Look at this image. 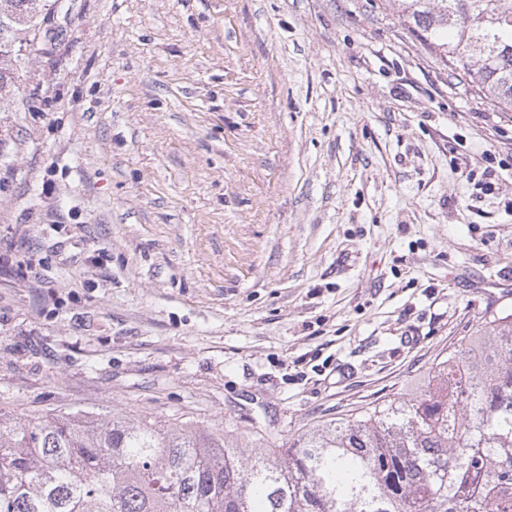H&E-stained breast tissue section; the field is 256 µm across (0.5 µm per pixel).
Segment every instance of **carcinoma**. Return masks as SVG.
Returning a JSON list of instances; mask_svg holds the SVG:
<instances>
[{"label":"carcinoma","instance_id":"obj_1","mask_svg":"<svg viewBox=\"0 0 512 512\" xmlns=\"http://www.w3.org/2000/svg\"><path fill=\"white\" fill-rule=\"evenodd\" d=\"M422 42L512 111V0H399ZM50 0H0V106ZM246 442L191 421L0 409V512H512V313L420 392Z\"/></svg>","mask_w":512,"mask_h":512}]
</instances>
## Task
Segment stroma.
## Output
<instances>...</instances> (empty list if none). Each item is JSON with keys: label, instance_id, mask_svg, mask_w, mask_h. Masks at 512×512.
Returning <instances> with one entry per match:
<instances>
[{"label": "stroma", "instance_id": "stroma-1", "mask_svg": "<svg viewBox=\"0 0 512 512\" xmlns=\"http://www.w3.org/2000/svg\"><path fill=\"white\" fill-rule=\"evenodd\" d=\"M0 112V407L243 437L512 312V112L396 0H59Z\"/></svg>", "mask_w": 512, "mask_h": 512}]
</instances>
